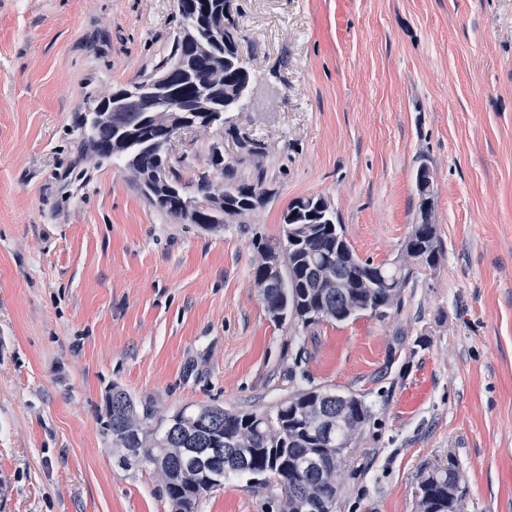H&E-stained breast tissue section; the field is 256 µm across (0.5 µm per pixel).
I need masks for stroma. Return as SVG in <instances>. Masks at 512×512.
Instances as JSON below:
<instances>
[{"mask_svg": "<svg viewBox=\"0 0 512 512\" xmlns=\"http://www.w3.org/2000/svg\"><path fill=\"white\" fill-rule=\"evenodd\" d=\"M248 104L176 142L185 179L220 150L267 204L208 231L153 207L80 123L155 73L175 0H0V512H171L117 466L112 386L167 415L269 408L301 386L361 396L336 512H417L455 467L456 512H512V0H233ZM432 176L436 270L385 320H271L254 284L295 199L334 208L390 263ZM225 482L196 512H279Z\"/></svg>", "mask_w": 512, "mask_h": 512, "instance_id": "35a3bbf8", "label": "stroma"}]
</instances>
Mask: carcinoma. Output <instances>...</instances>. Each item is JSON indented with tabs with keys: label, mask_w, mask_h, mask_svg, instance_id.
Wrapping results in <instances>:
<instances>
[{
	"label": "carcinoma",
	"mask_w": 512,
	"mask_h": 512,
	"mask_svg": "<svg viewBox=\"0 0 512 512\" xmlns=\"http://www.w3.org/2000/svg\"><path fill=\"white\" fill-rule=\"evenodd\" d=\"M196 18L201 31L211 17L224 14V40L210 44V53L177 75L176 87L186 104L197 97L212 68L224 70V82L208 88L217 116L244 106L253 74L240 52L241 35L224 0H197ZM145 134L112 149V134L85 135V141L102 160L132 165L148 178L160 164V144L169 132L147 120ZM211 166L224 178V217L230 220L256 211L267 203L262 178L247 181L212 152ZM166 181L176 187L173 196L158 187L141 188L158 210L181 220L180 204L205 198L213 191L209 175L190 182L174 165L166 167ZM293 224L295 240L282 248L258 243L260 261L254 286L267 308L287 307L307 328L322 321L344 322L372 314L378 306L399 308L402 290L419 271L438 267L443 256L436 226L414 224L407 239L418 257L408 263L374 264L360 259L344 236L336 213L320 196L293 201L283 213V224ZM280 252L276 284L263 285V272L271 254ZM104 430L118 449V466L153 467L172 512H195L199 502L224 487L229 471L255 477L254 485L275 482L280 490V512H310L313 502H338L340 477L346 460L336 449L355 438L370 417L364 399L334 389L302 387L270 409L235 410L221 405L187 406L158 417L127 392L114 385L108 396ZM329 465L319 474L315 464ZM460 475L453 468L435 470L419 485L418 512H455Z\"/></svg>",
	"instance_id": "obj_1"
}]
</instances>
